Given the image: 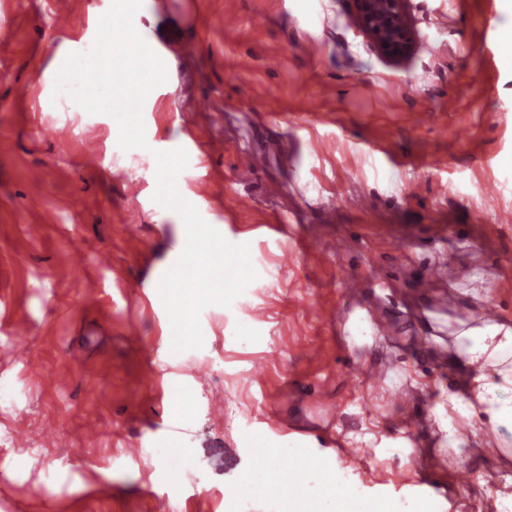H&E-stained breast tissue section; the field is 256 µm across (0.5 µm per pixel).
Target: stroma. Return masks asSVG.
<instances>
[{"mask_svg": "<svg viewBox=\"0 0 512 512\" xmlns=\"http://www.w3.org/2000/svg\"><path fill=\"white\" fill-rule=\"evenodd\" d=\"M108 8L0 0V446L41 419L60 436L40 460L0 455V512H153L158 496L224 512L263 438L293 466L321 460L309 485L341 467L390 505L438 495L446 512H490L512 496V438L449 417L447 401L467 377L461 326L490 308L512 324V0H407L417 47L397 63L352 0H142L140 35L168 69L143 106L146 139L195 140L178 190L249 244L257 273L201 311L202 347L179 354L156 274L183 220L154 202L152 158L119 147L112 116L54 92ZM89 142L100 165L82 164ZM244 154L262 161L248 183ZM346 315L383 330L353 339ZM18 326L39 367L13 350ZM133 446L147 457L131 461Z\"/></svg>", "mask_w": 512, "mask_h": 512, "instance_id": "1", "label": "stroma"}]
</instances>
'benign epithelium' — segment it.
Listing matches in <instances>:
<instances>
[{
	"label": "benign epithelium",
	"mask_w": 512,
	"mask_h": 512,
	"mask_svg": "<svg viewBox=\"0 0 512 512\" xmlns=\"http://www.w3.org/2000/svg\"><path fill=\"white\" fill-rule=\"evenodd\" d=\"M406 0H354L359 27L369 35L378 51L393 59H404L415 50L407 20Z\"/></svg>",
	"instance_id": "7a95c632"
}]
</instances>
